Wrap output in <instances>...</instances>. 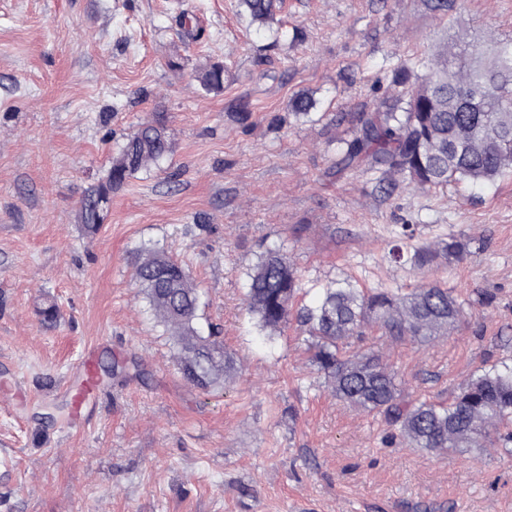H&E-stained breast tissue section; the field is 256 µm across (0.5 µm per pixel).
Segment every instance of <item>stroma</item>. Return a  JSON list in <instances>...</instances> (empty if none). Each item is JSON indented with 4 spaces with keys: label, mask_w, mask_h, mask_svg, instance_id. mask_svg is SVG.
Masks as SVG:
<instances>
[{
    "label": "stroma",
    "mask_w": 512,
    "mask_h": 512,
    "mask_svg": "<svg viewBox=\"0 0 512 512\" xmlns=\"http://www.w3.org/2000/svg\"><path fill=\"white\" fill-rule=\"evenodd\" d=\"M189 13V27L178 18ZM275 41L239 0H0V512H512V454L412 447L383 417L332 395L297 322L267 336L244 304L247 273L285 246L299 304L328 281L450 289L464 313L429 344L368 328L406 398L444 401L512 360V178L380 191L336 172L341 114L371 109L394 69L465 28L512 39V0H467L458 25L428 0H285ZM227 69L204 90L198 70ZM308 96L309 114L290 101ZM251 116L239 121L237 105ZM165 115L174 152L112 193L88 231L81 206L125 136ZM455 236L463 261L394 262ZM166 250L203 291L237 373L201 392L132 280L141 246ZM56 305L54 328L41 308ZM117 363L77 427L62 392L90 344Z\"/></svg>",
    "instance_id": "obj_1"
}]
</instances>
